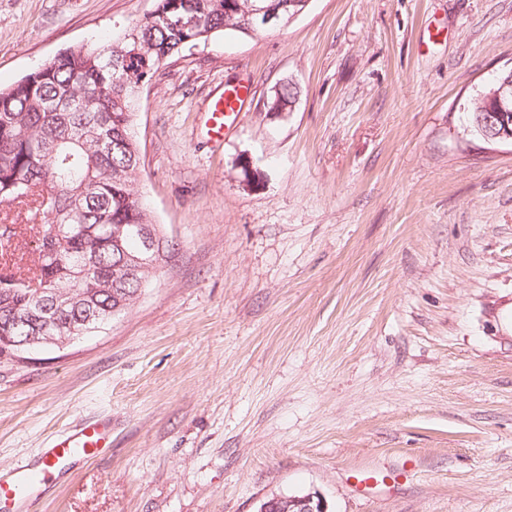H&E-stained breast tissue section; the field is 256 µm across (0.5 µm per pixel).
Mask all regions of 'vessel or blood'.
I'll return each mask as SVG.
<instances>
[{
    "label": "vessel or blood",
    "mask_w": 512,
    "mask_h": 512,
    "mask_svg": "<svg viewBox=\"0 0 512 512\" xmlns=\"http://www.w3.org/2000/svg\"><path fill=\"white\" fill-rule=\"evenodd\" d=\"M251 93V84L246 80L225 88L205 113L209 132L222 134L243 112ZM111 443L112 430L104 423H85L59 434L43 449L37 461L0 476V512H28L39 500L40 488L49 471L68 473L77 461L96 458L100 449L110 447Z\"/></svg>",
    "instance_id": "obj_1"
}]
</instances>
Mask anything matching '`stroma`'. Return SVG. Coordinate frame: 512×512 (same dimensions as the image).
Instances as JSON below:
<instances>
[{"instance_id": "35a3bbf8", "label": "stroma", "mask_w": 512, "mask_h": 512, "mask_svg": "<svg viewBox=\"0 0 512 512\" xmlns=\"http://www.w3.org/2000/svg\"><path fill=\"white\" fill-rule=\"evenodd\" d=\"M156 5L0 0V87ZM510 68L512 0H310L170 58L136 126L166 261L98 332L0 359V472L112 423L31 512H512V144L468 119ZM252 93L248 80H239L233 86L224 89V92L216 97L205 112V123L209 130L217 135H222L224 128L232 121H236ZM258 512H328L323 498L314 493L301 496H274L262 503Z\"/></svg>"}]
</instances>
